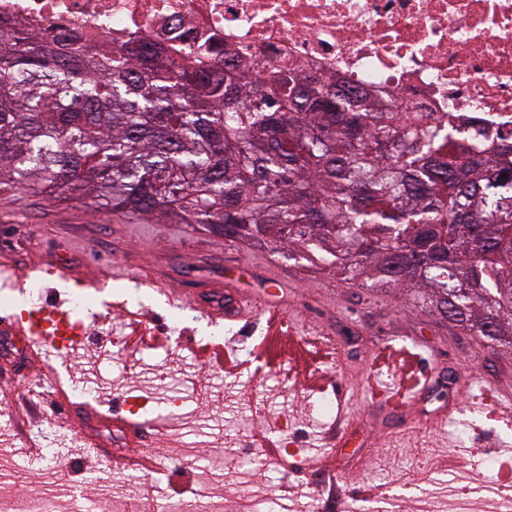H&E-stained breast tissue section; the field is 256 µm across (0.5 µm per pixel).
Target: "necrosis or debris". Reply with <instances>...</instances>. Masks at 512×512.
I'll use <instances>...</instances> for the list:
<instances>
[{
  "instance_id": "obj_1",
  "label": "necrosis or debris",
  "mask_w": 512,
  "mask_h": 512,
  "mask_svg": "<svg viewBox=\"0 0 512 512\" xmlns=\"http://www.w3.org/2000/svg\"><path fill=\"white\" fill-rule=\"evenodd\" d=\"M23 26L47 43L75 34L82 45L128 42L199 67L218 60L269 78L278 68L365 93L395 110L477 112L499 134L512 122V0H0V26ZM149 283L72 293L44 315L42 271H0V313L39 320L56 385L69 395L108 394L103 367L129 352L127 320ZM106 332L110 347L91 348Z\"/></svg>"
}]
</instances>
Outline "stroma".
<instances>
[{
    "instance_id": "obj_1",
    "label": "stroma",
    "mask_w": 512,
    "mask_h": 512,
    "mask_svg": "<svg viewBox=\"0 0 512 512\" xmlns=\"http://www.w3.org/2000/svg\"><path fill=\"white\" fill-rule=\"evenodd\" d=\"M288 250L285 242L228 240L209 226L129 220L77 199L52 200L0 185V270H44L51 290L100 280L109 288H124L129 278L139 276L155 286L146 308L158 309L166 294L174 292L199 304L188 314L196 331L183 336L180 359L168 363V384L180 389L182 397L178 430L153 448L127 447L121 463L104 455L111 446L108 434L96 433L93 421L72 416L64 418L63 433L97 434L100 452L86 453L79 471L70 467L66 449L50 465L34 463L23 435L44 407L29 404L26 393L33 382L47 381L50 372L43 356L27 354L23 340L0 348V412L24 409L11 432L12 443L0 446V489L56 495L62 512H119L140 491L137 478L144 468L139 458L168 456L167 469L155 476L157 493L166 499L186 496L188 485L208 478L220 457L236 473L233 481L209 489L211 496L223 498L224 512H267L273 503L284 512H302L331 488L338 492L332 512H497L501 488L512 484V419L502 413L512 401V345L487 341L456 325L416 302L413 289L351 287L335 268L289 258ZM225 292L241 301L278 303L292 324L293 342L303 347V360L284 353L261 362L257 382L275 395L279 412L295 422L308 420L305 399L330 392L350 402L338 423L314 424L302 451L308 466L285 460L280 429L251 419L241 396L246 370L224 372L220 360L203 355L214 333L222 336L228 357L242 358L243 348L256 343L250 334L255 324L251 313L230 325L211 323L202 312L211 297ZM323 328L340 334L354 330L361 343L340 355L326 351L308 338ZM397 343L420 354L428 374L401 415L370 394L373 382L400 383L403 355L394 351ZM166 344L159 331L134 346L131 353L140 362L134 373L107 367L119 390L111 401L98 402L101 413L124 410L121 387L155 390L153 368L165 361ZM337 359L343 363L339 372L332 368ZM188 373L223 383L221 421L213 420L214 407L207 399L183 387ZM450 406L459 427L470 428V435L431 431L426 457L413 458L419 439L416 413ZM245 425L259 449L249 463L238 462L233 447ZM488 456L496 458L497 468L486 467ZM74 485L84 489V496L67 495Z\"/></svg>"
}]
</instances>
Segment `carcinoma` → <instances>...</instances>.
Listing matches in <instances>:
<instances>
[{
    "instance_id": "obj_1",
    "label": "carcinoma",
    "mask_w": 512,
    "mask_h": 512,
    "mask_svg": "<svg viewBox=\"0 0 512 512\" xmlns=\"http://www.w3.org/2000/svg\"><path fill=\"white\" fill-rule=\"evenodd\" d=\"M129 219L286 241L512 345V144L285 71L226 82L133 45L0 35V184Z\"/></svg>"
}]
</instances>
